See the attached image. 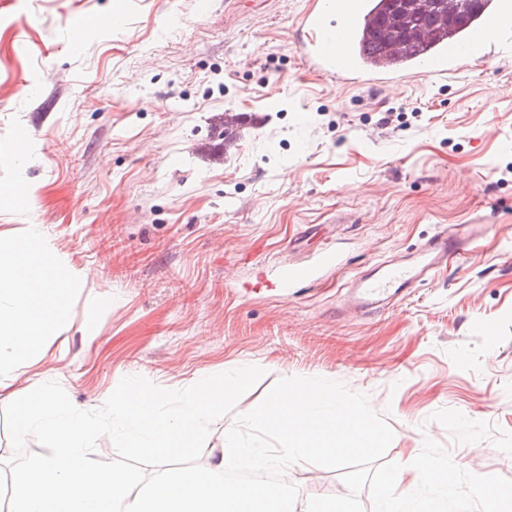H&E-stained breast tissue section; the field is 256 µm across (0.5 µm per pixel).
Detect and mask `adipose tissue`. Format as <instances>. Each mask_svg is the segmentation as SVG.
I'll return each instance as SVG.
<instances>
[{"instance_id": "ef3b65f1", "label": "adipose tissue", "mask_w": 512, "mask_h": 512, "mask_svg": "<svg viewBox=\"0 0 512 512\" xmlns=\"http://www.w3.org/2000/svg\"><path fill=\"white\" fill-rule=\"evenodd\" d=\"M72 275L61 274L38 225L0 234V391L56 335L69 308Z\"/></svg>"}]
</instances>
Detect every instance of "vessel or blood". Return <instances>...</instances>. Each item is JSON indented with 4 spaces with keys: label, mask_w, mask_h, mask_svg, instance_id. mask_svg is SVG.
Returning a JSON list of instances; mask_svg holds the SVG:
<instances>
[{
    "label": "vessel or blood",
    "mask_w": 512,
    "mask_h": 512,
    "mask_svg": "<svg viewBox=\"0 0 512 512\" xmlns=\"http://www.w3.org/2000/svg\"><path fill=\"white\" fill-rule=\"evenodd\" d=\"M369 0H316L299 18L297 46L308 67L344 81L367 73L353 49V40L364 33L371 19ZM122 17L104 15L93 21H77L70 29L71 49H80L94 30H119ZM491 52L494 58H512V11L504 12L502 0H489L470 24L461 42L450 45L435 59L429 72L442 75L458 69L469 56ZM478 229L460 224L429 237L404 261L381 262L359 274L349 284L344 310L369 312L379 305L403 299L411 288L427 281L448 261L465 264Z\"/></svg>",
    "instance_id": "obj_1"
}]
</instances>
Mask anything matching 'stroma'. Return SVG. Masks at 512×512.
Instances as JSON below:
<instances>
[{"label":"stroma","instance_id":"1","mask_svg":"<svg viewBox=\"0 0 512 512\" xmlns=\"http://www.w3.org/2000/svg\"><path fill=\"white\" fill-rule=\"evenodd\" d=\"M312 0H0V232L39 225L70 310L30 374L99 409L127 376L171 390L256 365L202 453L281 378L367 395L406 463L425 439L512 479V63L350 84L296 45ZM120 31L68 48L78 13ZM25 157L11 152L19 130ZM452 224H482L464 265L395 306L337 314L348 283ZM337 264L318 266L324 247ZM315 266L245 293L257 270ZM298 506L343 495L339 471L285 472Z\"/></svg>","mask_w":512,"mask_h":512}]
</instances>
